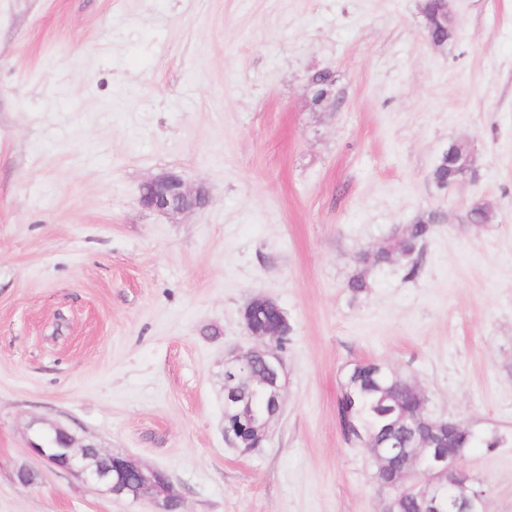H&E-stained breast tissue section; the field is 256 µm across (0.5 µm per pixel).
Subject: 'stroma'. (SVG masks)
<instances>
[{
	"label": "stroma",
	"mask_w": 512,
	"mask_h": 512,
	"mask_svg": "<svg viewBox=\"0 0 512 512\" xmlns=\"http://www.w3.org/2000/svg\"><path fill=\"white\" fill-rule=\"evenodd\" d=\"M421 3L0 0V512H154L47 468L28 443L53 424L165 470L180 512H381L338 417L367 360L507 438L460 466L512 512V0H451L440 46ZM454 142L475 173L441 188ZM168 172L205 205L144 209ZM431 211L420 275L352 296L360 252ZM255 296L291 331L281 412L242 455L222 374L258 345Z\"/></svg>",
	"instance_id": "stroma-1"
}]
</instances>
